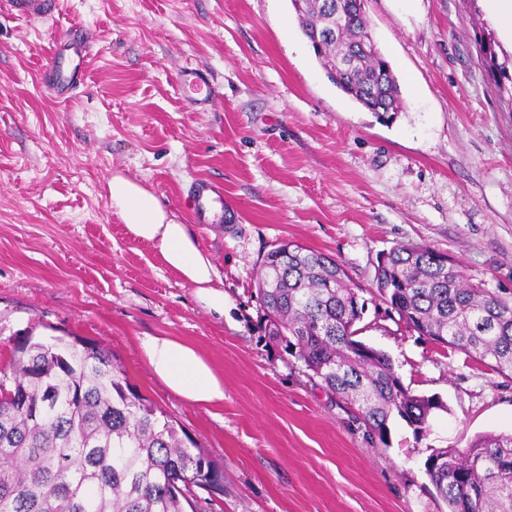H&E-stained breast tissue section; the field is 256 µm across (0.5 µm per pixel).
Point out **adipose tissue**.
Listing matches in <instances>:
<instances>
[{"mask_svg":"<svg viewBox=\"0 0 512 512\" xmlns=\"http://www.w3.org/2000/svg\"><path fill=\"white\" fill-rule=\"evenodd\" d=\"M112 209L128 236L158 251L164 265L193 290L196 302L216 318L224 316V284L208 251L142 183L123 173L108 182ZM152 372L186 402L213 406L224 401V379L190 343L175 336H147L141 341Z\"/></svg>","mask_w":512,"mask_h":512,"instance_id":"1","label":"adipose tissue"}]
</instances>
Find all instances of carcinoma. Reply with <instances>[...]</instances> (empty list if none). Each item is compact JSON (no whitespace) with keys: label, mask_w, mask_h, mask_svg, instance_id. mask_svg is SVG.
<instances>
[{"label":"carcinoma","mask_w":512,"mask_h":512,"mask_svg":"<svg viewBox=\"0 0 512 512\" xmlns=\"http://www.w3.org/2000/svg\"><path fill=\"white\" fill-rule=\"evenodd\" d=\"M298 26L330 80L379 118L404 109L398 80L373 38L364 0H290ZM497 42L483 49L498 84L512 72ZM380 300L408 329L512 377V303L468 281L427 247L380 257ZM265 330L332 394L358 404L370 436L388 444L389 421L426 432L447 410L404 387L384 352L352 338L366 302L336 259L293 242L270 250L257 277ZM15 399L0 398V512H185L194 489L223 488L209 454L130 383L106 346L78 336L50 345L28 335L0 367ZM426 471L448 512H512V436L479 435L437 448Z\"/></svg>","instance_id":"carcinoma-1"}]
</instances>
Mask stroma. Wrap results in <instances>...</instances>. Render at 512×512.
Here are the masks:
<instances>
[{
	"label": "stroma",
	"instance_id": "obj_1",
	"mask_svg": "<svg viewBox=\"0 0 512 512\" xmlns=\"http://www.w3.org/2000/svg\"><path fill=\"white\" fill-rule=\"evenodd\" d=\"M405 104L391 125L342 93L289 0H59L49 19L0 15V354L30 331L100 341L132 382L212 455L224 489L196 512H448L425 470L436 448L512 434V378L388 316L383 253L420 244L512 300V97L480 51L512 53L487 0H365ZM85 27L83 83L44 77L61 29ZM212 75L198 110L184 68ZM120 171L188 224L224 282V317L136 242L111 206ZM224 187L198 217L187 190ZM288 239L341 262L362 290L358 340L386 352L405 387L447 411L415 436L399 419L372 441L271 339L256 276ZM176 336L224 378V401L187 404L153 375L145 336Z\"/></svg>",
	"mask_w": 512,
	"mask_h": 512
}]
</instances>
